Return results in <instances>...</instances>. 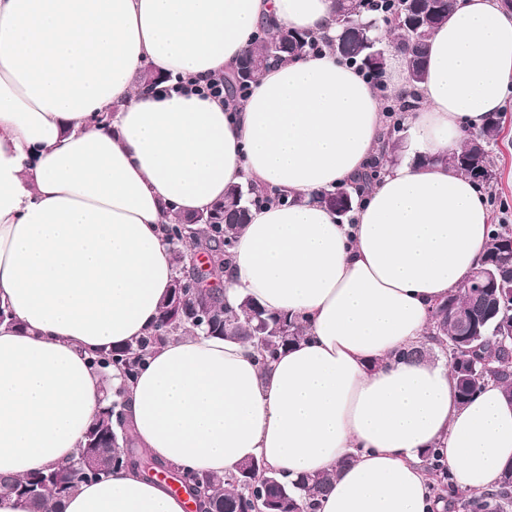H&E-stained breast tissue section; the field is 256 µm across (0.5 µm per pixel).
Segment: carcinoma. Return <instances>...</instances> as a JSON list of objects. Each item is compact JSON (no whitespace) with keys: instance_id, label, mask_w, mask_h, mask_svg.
<instances>
[{"instance_id":"cac0c4a2","label":"carcinoma","mask_w":512,"mask_h":512,"mask_svg":"<svg viewBox=\"0 0 512 512\" xmlns=\"http://www.w3.org/2000/svg\"><path fill=\"white\" fill-rule=\"evenodd\" d=\"M456 0H432L430 12H423V0H418L417 11L421 18L415 26L407 24L400 13V0H338L336 16L342 22L348 18L354 23L368 24V20L379 19L385 26L402 33L395 48L403 55L408 82L419 83L427 64L428 39L435 28L447 20ZM285 24L272 23L260 28L255 36V50L251 54V77L272 63L290 56L307 55L321 42L307 34L289 30ZM350 64L356 66L367 80L379 78L385 70L387 57L381 52V44L371 47L355 37L337 50ZM418 105V98L391 97L386 100L385 120L388 134L400 132L405 113ZM505 116L499 112L488 118L485 126L469 135L463 146L437 161L472 176V168L487 171L488 186L494 178L489 148L497 143L504 130ZM382 174L379 160H374L350 183L325 190L317 200L334 211L338 217L348 216L355 203L375 185ZM288 197L276 192L258 191L253 186L233 185L224 191V200L209 213L183 217L175 215L170 223L163 225L169 242H186L174 252L177 275L181 276L190 267V261L199 254L207 260L208 269L198 271L199 279L218 282L224 279V269L231 261L233 249L247 213L253 206L268 204L283 205ZM512 240V228L507 224L493 225L486 258L493 259L501 246ZM177 290L170 292L163 304L158 320L151 332L133 344L95 352L90 362L93 366L108 371L112 368L128 380L138 373L145 357L157 346L174 335L196 331L211 332L213 336L250 342L256 349L261 367H267L280 353L303 335L302 324L287 315L270 313L252 299L243 300L234 308L224 303V289L214 285L203 288L185 303L181 309L174 305ZM449 303L477 315L486 311V304L474 291L462 288L449 298ZM509 319L512 312L500 313L483 326L477 342L481 343L479 360L470 362L469 346L457 345L447 353L449 369L456 381L459 399L466 403L480 391V382L497 380L503 384L506 396H512V355L499 348L496 342L498 323ZM457 326L453 319L444 316L441 323H432L427 340L417 347L402 352L408 359H423L434 348L442 346L443 340L453 344ZM126 390L123 386L112 389V400L103 407L87 430L78 448L76 458L60 468L33 471L23 477L0 474V498H14L25 507L26 512H61L59 504L63 498L89 482L99 481L119 469L132 470L148 479H154L149 471L165 468L148 453L135 446L123 417ZM84 460L92 467L81 465ZM435 496L446 502L450 512H507L512 507V462L505 465L495 485L482 494H468L453 484L448 465L440 455L430 451L425 456ZM192 487L206 490L204 512H238L242 495L251 487L254 493L265 497V512H315L318 497L326 492L336 477L335 472L307 476L295 483H288L279 473L258 459H252L223 475L190 472Z\"/></svg>"}]
</instances>
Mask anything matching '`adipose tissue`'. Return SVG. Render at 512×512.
<instances>
[{
  "label": "adipose tissue",
  "instance_id": "ef3b65f1",
  "mask_svg": "<svg viewBox=\"0 0 512 512\" xmlns=\"http://www.w3.org/2000/svg\"><path fill=\"white\" fill-rule=\"evenodd\" d=\"M272 17L320 38L264 69L241 101L155 87L143 68L205 82L234 69ZM336 0H0V474L76 455L110 385L162 463L224 474L252 459L289 479L337 470L316 512H439L423 466L442 453L479 494L512 461V401L495 382L467 404L445 362L403 360L433 308L483 261L489 211L436 163L499 112L512 85V13L457 0L410 87L403 158L351 221L315 202L349 182L385 132L377 89L331 44ZM288 194L251 208L224 295L299 317L302 340L261 367L254 348L184 335L122 381L90 363L146 335L175 276L161 226L208 213L227 187ZM63 512H185L163 482L122 470Z\"/></svg>",
  "mask_w": 512,
  "mask_h": 512
}]
</instances>
